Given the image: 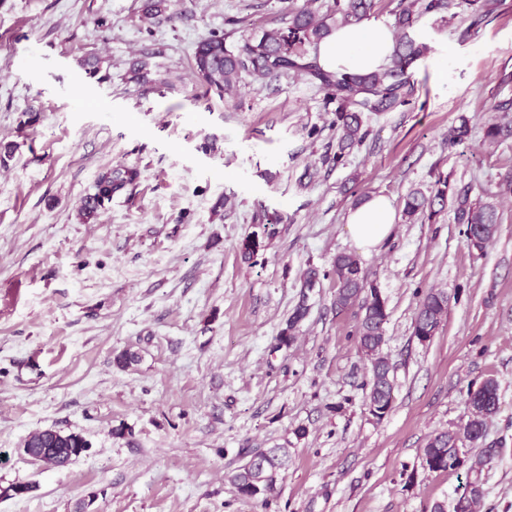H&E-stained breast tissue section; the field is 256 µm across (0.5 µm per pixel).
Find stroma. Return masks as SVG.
Masks as SVG:
<instances>
[{
    "instance_id": "obj_1",
    "label": "stroma",
    "mask_w": 512,
    "mask_h": 512,
    "mask_svg": "<svg viewBox=\"0 0 512 512\" xmlns=\"http://www.w3.org/2000/svg\"><path fill=\"white\" fill-rule=\"evenodd\" d=\"M0 0V512H430L479 481L486 512H512V140L489 144L512 102V0L418 19L431 51L408 69L410 104L365 114L369 135L332 162L334 104L306 80L245 78L232 96L191 74L198 41L279 26L286 0ZM100 60L93 77L83 58ZM149 82L130 79L137 61ZM467 137L449 144V132ZM140 176L81 222L98 174ZM494 202L500 224L469 247L452 209L407 221L413 190ZM387 196L391 237L360 259L388 301L392 409L364 405L368 361L338 310L332 278L354 251L359 199ZM280 217L252 260L239 244ZM447 291L434 338L413 335L420 297ZM295 341L277 336L299 301ZM138 354L116 367L122 351ZM499 386L479 472L424 467L436 430L466 419L468 388ZM304 435H297V428ZM76 433L88 450L33 464L25 438ZM288 449L269 500L239 497L226 474L246 448Z\"/></svg>"
}]
</instances>
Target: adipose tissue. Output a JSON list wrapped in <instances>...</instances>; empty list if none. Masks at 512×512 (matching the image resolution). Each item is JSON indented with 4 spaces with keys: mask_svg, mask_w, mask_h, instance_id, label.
I'll use <instances>...</instances> for the list:
<instances>
[{
    "mask_svg": "<svg viewBox=\"0 0 512 512\" xmlns=\"http://www.w3.org/2000/svg\"><path fill=\"white\" fill-rule=\"evenodd\" d=\"M391 51V35L380 32L371 23L362 22L337 28L321 42L319 61L330 70L366 73L382 68ZM395 217L391 202L375 195L351 208L347 229L355 246L368 252L391 235Z\"/></svg>",
    "mask_w": 512,
    "mask_h": 512,
    "instance_id": "obj_1",
    "label": "adipose tissue"
}]
</instances>
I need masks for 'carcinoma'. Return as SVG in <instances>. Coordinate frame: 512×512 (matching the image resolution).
<instances>
[{"mask_svg":"<svg viewBox=\"0 0 512 512\" xmlns=\"http://www.w3.org/2000/svg\"><path fill=\"white\" fill-rule=\"evenodd\" d=\"M476 0H401L394 26L393 51L388 63L379 71L350 73L327 71L319 63V45L336 28L367 19L376 6V0H332L323 6L317 0H305L298 5L289 0L282 18L283 26L253 30L237 45L227 44L229 35L212 34L196 44L192 56V74L196 83L222 96L231 91L247 75L255 80L280 77H302L325 92L327 100L336 102L332 127L336 128V163L344 162L345 151L363 142L368 134L362 115L381 112L410 104L414 85L407 70L416 60L426 56L431 47L417 41L411 34L416 17L449 12L454 8L472 6ZM485 137L491 142L512 138V122L491 123ZM138 171L124 164L107 168L95 182L94 197L109 199L112 194L135 181ZM447 204L446 191L439 188L430 195L415 190L404 199L403 214L415 220L427 213L434 215ZM455 223L465 226L469 245L483 249L493 239L500 224L496 207L490 203L477 204L468 192L456 196ZM279 218L270 219L259 231L247 234L240 242V253L251 260L265 247V240L277 233ZM333 276L336 285V307L347 309L361 304L355 336L359 350L370 362V376L365 386L366 405L377 419H382L392 408L394 384L391 380L388 357L383 353L385 325L390 312L376 282L363 268L360 259L350 253H339L332 269L324 276ZM309 306L301 299L280 331L279 344L294 342L299 323L306 318ZM448 314V294L429 291L419 301L413 323V336L420 342L430 341L436 335ZM466 405L470 416L465 426L457 431H439L430 435L422 460L433 472L457 471L467 468L480 471L492 460V455H469L463 451L468 445L482 447L486 438V421L499 408L498 384L485 381L479 388L467 391ZM89 448L80 435L48 429L30 434L24 441L23 452L30 458L45 462L50 467H66ZM244 462L228 475L237 493L248 499L268 498L276 493L278 473L288 469L290 456L286 448L247 449ZM484 497L477 482L469 483L453 505L436 502L431 512H477Z\"/></svg>","mask_w":512,"mask_h":512,"instance_id":"cac0c4a2","label":"carcinoma"}]
</instances>
